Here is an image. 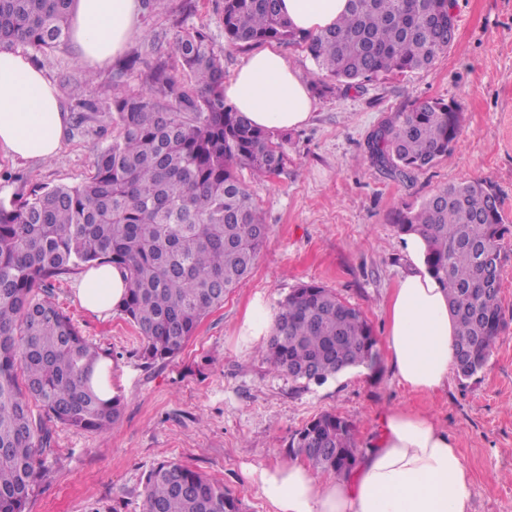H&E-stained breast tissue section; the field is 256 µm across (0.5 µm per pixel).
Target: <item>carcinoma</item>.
Returning a JSON list of instances; mask_svg holds the SVG:
<instances>
[{
  "mask_svg": "<svg viewBox=\"0 0 512 512\" xmlns=\"http://www.w3.org/2000/svg\"><path fill=\"white\" fill-rule=\"evenodd\" d=\"M279 0H224L227 43L299 45L314 63L319 94L341 82L429 68L456 33L453 0H349L348 12L316 34L294 30ZM75 0H0V51L36 56L71 41ZM187 82L162 66L151 92L127 93L117 77L118 133L77 186H37L0 200V512H28L51 447L46 422L107 431L122 400L91 385L104 356L51 299L47 282L101 265L119 269L127 293L117 307L139 331L152 366L175 359L199 323L251 275L268 237L237 170L262 181L281 171L274 135L224 97V59L203 29L172 35ZM463 112L421 99L373 131L371 162L401 181L448 156ZM393 227L426 242L428 271L445 289L456 322L455 371L478 374L504 327L500 287L512 255L497 190L488 181L438 189L395 213ZM378 339L358 307L335 291L303 283L279 305L263 356L279 372L321 385L341 368L380 369ZM317 470L348 477L359 454L354 426L326 413L306 422L289 452ZM143 512H242L224 485L186 464L164 461L145 478Z\"/></svg>",
  "mask_w": 512,
  "mask_h": 512,
  "instance_id": "obj_1",
  "label": "carcinoma"
}]
</instances>
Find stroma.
Here are the masks:
<instances>
[{
  "mask_svg": "<svg viewBox=\"0 0 512 512\" xmlns=\"http://www.w3.org/2000/svg\"><path fill=\"white\" fill-rule=\"evenodd\" d=\"M223 11L224 0H166L164 10L142 9L128 46L140 52V62L127 69L119 56L98 70L86 93L95 112L67 130L53 160L19 164L0 154V199L85 180L117 133L113 73L125 69L126 90L140 93L152 89L157 62L180 66L171 46L151 54L147 36L178 23L204 29L224 56L225 76H232L253 48L225 45ZM454 13L455 40L431 67L314 95L310 121L289 130L282 143L283 169L260 184L239 170L264 214L268 239L249 278L202 320L175 360L143 364L139 334L123 316L81 306L78 274L48 283L55 302L103 352L122 410L106 432L51 425L47 474L29 512H142L144 478L166 460L220 480L244 512H271L250 469L288 461L293 433L327 412L352 421L358 446H365L388 406L424 411L456 436L473 476L471 512H512V259L501 277L505 325L483 371L465 383L449 374L433 393L404 387L386 365L372 377L353 369L309 384L275 371L260 346H244L239 337L254 295L275 310L293 288L316 282L359 307L385 338L389 295L412 269L392 215L442 187L492 182L512 225V0H455ZM419 98L460 106L462 132L450 155L399 181L372 164L367 141Z\"/></svg>",
  "mask_w": 512,
  "mask_h": 512,
  "instance_id": "35a3bbf8",
  "label": "stroma"
}]
</instances>
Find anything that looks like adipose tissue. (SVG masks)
I'll return each mask as SVG.
<instances>
[{"instance_id":"obj_1","label":"adipose tissue","mask_w":512,"mask_h":512,"mask_svg":"<svg viewBox=\"0 0 512 512\" xmlns=\"http://www.w3.org/2000/svg\"><path fill=\"white\" fill-rule=\"evenodd\" d=\"M348 0H280L282 16L297 30L317 33L348 10ZM140 0H76L73 39L80 58L107 66L135 35ZM224 96L251 121L276 133L306 123L310 86L278 52L254 51L224 82ZM67 114L43 70L19 52H0V149L13 160L48 161L63 144ZM413 269L394 288L386 307L391 367L407 388L434 392L454 363L455 321L448 298L425 269L426 243L407 236ZM126 281L114 267L89 270L78 297L94 312L121 304ZM379 435L360 455L351 479L323 477L285 462L252 476L273 512H469L473 482L455 437L426 413L388 407Z\"/></svg>"}]
</instances>
